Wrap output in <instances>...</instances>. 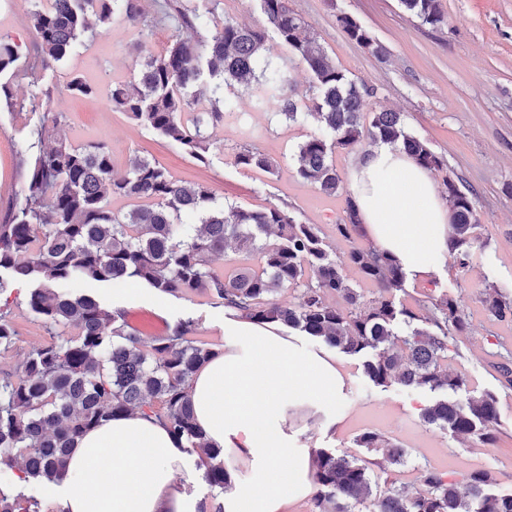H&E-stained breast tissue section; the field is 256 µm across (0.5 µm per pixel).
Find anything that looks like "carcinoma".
Instances as JSON below:
<instances>
[{
    "label": "carcinoma",
    "instance_id": "carcinoma-1",
    "mask_svg": "<svg viewBox=\"0 0 512 512\" xmlns=\"http://www.w3.org/2000/svg\"><path fill=\"white\" fill-rule=\"evenodd\" d=\"M259 2L262 25L252 28L226 19L209 36L174 40L149 56L134 80L112 85V107L203 162L213 146L209 129L233 111L226 88L243 84L254 90L256 107L275 105L293 119L297 104L286 88L291 68L302 64L311 75L313 115L331 135L310 136L299 146L297 173L304 181L336 194L342 178L333 155L358 150L368 140L401 146L430 172L445 165L426 141L406 129L400 113L381 109L365 121L364 97L373 96L374 89L357 84L336 66L288 0ZM400 3L424 25L444 22L439 0ZM117 13L132 26L143 24L139 0H51L47 9L35 6L30 23L42 65L64 59L90 30V17L104 26ZM336 22L350 41L373 55L383 53L351 16L340 14ZM271 35L288 48V61L263 55ZM17 59L16 48L0 38V72ZM201 95L214 101L211 111H193ZM49 96L43 91L30 99L31 111L42 117L27 133L30 160L22 201L0 224V270L34 284L26 304L50 341L32 350L19 371L0 375V469L19 467L28 476L60 482L80 436L118 414L141 411L165 422L198 455L210 486L225 491L232 486L224 449L212 447L198 428L189 392L196 373L218 350L193 337L190 320L147 343L126 330L121 313L94 297L53 290L73 279L128 277L163 293L203 294L257 324L299 330L363 357V373L377 386L396 382L453 392L469 387L462 375L445 367L448 339L468 329L466 314L448 292L426 296L416 311L400 300L407 274L374 245L357 243L363 230L351 195L332 234L350 243L348 264L375 287L371 298L350 282L318 224H302L277 205L263 210L221 205L208 186L185 185L156 160L138 159L119 171L103 144L75 148L60 138L46 146L47 123L57 127L63 119L62 113L44 108ZM234 163L268 174L277 170V163L256 148L237 152ZM445 187L451 210L448 255L464 271L479 223L475 200L472 190L452 180ZM114 198L137 205L121 215L109 207ZM187 215L202 224L192 237L177 231ZM230 239L237 242L242 263L227 274L214 269L212 261L224 255ZM284 288L299 289L288 305L275 299ZM336 297L344 306L330 303ZM485 304L491 320L512 324L511 298L496 292ZM70 327L77 336H66ZM14 336L8 313L0 310V351L11 346ZM494 368L503 386L512 388V357H502ZM497 417L491 393L471 396L464 404L445 397L425 413L432 424L487 442L495 440ZM358 445L393 461L403 455V449L376 432L361 434ZM311 457L315 491L310 512H353L356 505L368 512H512V494L492 492L496 476L488 471L469 474L465 499L435 468L421 470V493L393 489L374 498L367 467L357 460L325 449L312 450ZM31 506L0 490V512H39Z\"/></svg>",
    "mask_w": 512,
    "mask_h": 512
}]
</instances>
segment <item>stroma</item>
I'll use <instances>...</instances> for the list:
<instances>
[{"mask_svg": "<svg viewBox=\"0 0 512 512\" xmlns=\"http://www.w3.org/2000/svg\"><path fill=\"white\" fill-rule=\"evenodd\" d=\"M34 2L0 0V37L20 55L16 67L0 73V83L10 86L18 102L14 111L0 112V221L21 201L29 162L25 134L40 119L28 100L38 88L50 89L48 108L66 117L64 125L49 131V139L62 138L76 147L105 144L117 169H127L137 158L153 159L176 180L209 186L227 204L253 210L284 206L303 223L325 228L342 217L343 194L326 195L297 174L299 145L321 132L309 113L305 93L311 76L304 66L292 71L298 92V116L293 120L255 108L250 89L234 86L229 94L234 114L211 128L214 146L205 164L112 108L113 82L133 80L143 56L161 53L175 39L193 37V30L178 23V13H208L214 28L228 18L258 26L263 16L257 0H141L144 26L133 27L114 16L106 31L83 37L64 60L48 68L37 65L31 53L29 14ZM440 3L446 21L433 29L404 11L399 0H289L336 65L375 88V96L365 100V112H400L409 131L444 158L443 168L431 174L436 186L449 178L476 193L479 224L469 268L460 273L443 264L433 276L408 277L406 290L413 299L448 290L467 315L468 331L448 345V368L465 376L475 394L496 396L495 441L458 437L426 423L423 413L441 398V391L397 383L374 386L364 376L360 359L343 353L338 359L349 383L336 403L337 412L345 416L343 427L327 433L306 415L291 420L300 446L369 462L376 496L399 487L411 494L422 491L418 476L426 466L441 471L461 490L471 471L487 470L498 478L497 492L512 493V390L501 388L491 367L494 353L512 350V325L491 321L481 302L488 284L512 297V0ZM342 13L369 30L384 47V56H374L347 39L336 24ZM74 74L95 85L96 94L67 91L65 85ZM246 146L275 160L277 172L235 166L234 153ZM30 288L29 282L14 281L0 293V308L9 313L18 333L13 347L0 354V372L16 371L29 352L48 340L40 319L26 305ZM64 290L92 295L120 311L144 340L166 335L177 322L190 320L203 340L218 348L224 345V307L207 296L165 294L131 278L74 280ZM366 431L400 446L402 461L391 462L380 452L358 447L357 439ZM47 486L44 480L20 479L15 469L0 471L1 491L37 501L41 512H57Z\"/></svg>", "mask_w": 512, "mask_h": 512, "instance_id": "1", "label": "stroma"}]
</instances>
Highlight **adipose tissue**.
I'll return each mask as SVG.
<instances>
[{
  "instance_id": "obj_1",
  "label": "adipose tissue",
  "mask_w": 512,
  "mask_h": 512,
  "mask_svg": "<svg viewBox=\"0 0 512 512\" xmlns=\"http://www.w3.org/2000/svg\"><path fill=\"white\" fill-rule=\"evenodd\" d=\"M352 198L367 238L391 253L406 273L427 276L448 257L450 213L427 170L400 147L382 143L351 171ZM346 376L334 354L277 326L234 315L224 346L193 378L196 421L209 442L246 462L252 482L225 495L224 512H286L313 489L310 456L299 448L290 417L333 411ZM204 471L166 426L142 412L124 413L80 438L68 464L64 512H202L182 481Z\"/></svg>"
}]
</instances>
